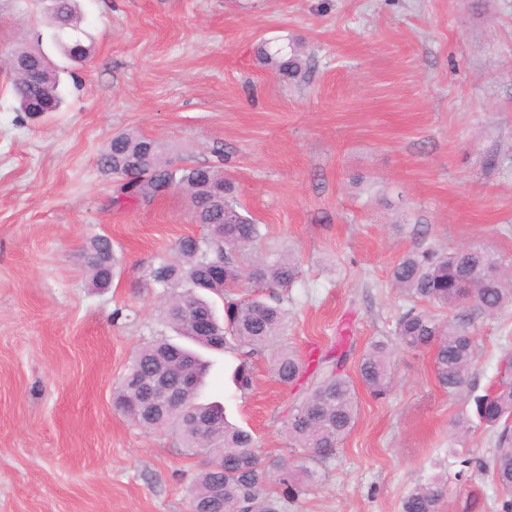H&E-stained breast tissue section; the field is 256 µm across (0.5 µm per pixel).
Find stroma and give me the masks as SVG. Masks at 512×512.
I'll return each mask as SVG.
<instances>
[{"label":"stroma","mask_w":512,"mask_h":512,"mask_svg":"<svg viewBox=\"0 0 512 512\" xmlns=\"http://www.w3.org/2000/svg\"><path fill=\"white\" fill-rule=\"evenodd\" d=\"M79 4L91 52L74 65L52 44L51 0H0V55L41 49L71 87L60 111L30 116L0 69V512H190L201 457L131 423L113 392L140 346L173 334L146 270L206 230L180 192L117 200L101 150L134 131L180 163L223 170L261 253L300 261L281 345L306 359L347 343L354 373L404 309L390 281L404 254L477 245L512 266V0ZM294 41L306 53L296 82L261 53ZM98 235L119 259L105 291L81 260ZM459 311L477 344L468 384L448 393L431 350L396 347L390 395L358 388L353 429L287 512H401L435 473L447 478L440 512H462L474 492L502 512L473 399L512 349V310ZM211 358L203 401L252 430L264 455L294 459L285 428L304 385H280L265 352L243 392L238 352ZM461 419L477 465L460 480L446 451Z\"/></svg>","instance_id":"stroma-1"}]
</instances>
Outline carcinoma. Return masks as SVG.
I'll return each instance as SVG.
<instances>
[{
    "label": "carcinoma",
    "instance_id": "cac0c4a2",
    "mask_svg": "<svg viewBox=\"0 0 512 512\" xmlns=\"http://www.w3.org/2000/svg\"><path fill=\"white\" fill-rule=\"evenodd\" d=\"M51 23L54 39L73 61L87 55L82 44L85 31L75 0H56ZM11 57L35 69L28 78L10 69L11 89L20 112H55L65 100L60 72L40 50L17 49ZM278 71L288 78L302 75L303 46L293 42L274 52ZM98 165L121 180L120 194L151 200L171 190L187 194L196 223L207 228V236H185L174 248V256L162 258L146 271L150 284L169 291L161 308L162 320L193 344L219 349L233 345L240 354L233 379L242 391L253 384L249 360L272 350V370L278 383L297 381L310 363L295 352L277 346L286 309L282 298L245 297L242 288H290L300 275V263L292 254L273 261L244 260L261 238L260 227L240 205L234 183L222 170L204 165H179L168 158L154 139L133 132L112 137L99 154ZM91 285L99 290L112 286L117 259L112 240L97 236L83 250ZM221 265L222 283L210 284L214 265ZM391 282L414 306L395 323L392 337L401 346L433 351L438 384L453 393L467 385L477 354L470 319L443 316L463 303L487 317L512 308V274L505 272L498 256L486 251L446 252L431 247L410 251L391 270ZM224 301V316L214 319L212 334L201 336L196 319L216 314L207 295ZM347 354L340 351L331 365L316 370L311 388L300 399L288 420L290 442L300 451L291 461L263 456L252 431L229 423L218 405L199 402V391L208 365L191 348L158 338L141 346L114 393V403L137 425L152 431L173 430L181 446L203 456L200 470L189 489L192 506L209 512H281V502L303 491L315 480L314 466L329 462L354 427L358 394L353 379L341 364ZM496 388L474 397L479 423L495 433L491 460L492 477L504 492L512 494V353L503 358ZM156 370L192 378L184 405L150 424L143 411V385ZM365 389L375 398L386 397L392 388V348L387 340L373 341L356 365ZM211 414L217 422L201 433L193 414ZM280 487L275 492L272 485ZM447 482L434 474L417 484L402 499L401 512H439Z\"/></svg>",
    "mask_w": 512,
    "mask_h": 512
}]
</instances>
